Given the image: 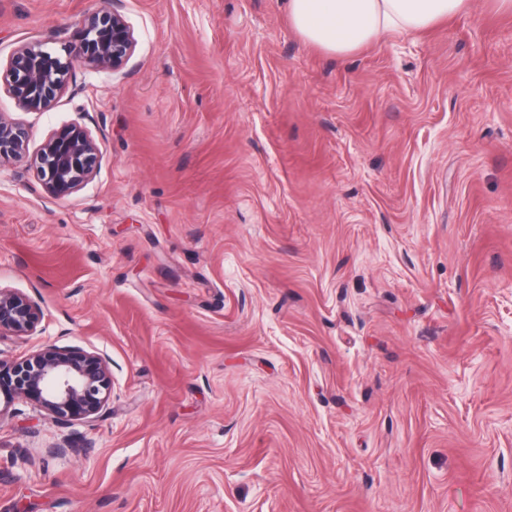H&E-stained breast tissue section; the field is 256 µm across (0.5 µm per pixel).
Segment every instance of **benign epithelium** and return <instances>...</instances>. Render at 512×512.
Listing matches in <instances>:
<instances>
[{
    "mask_svg": "<svg viewBox=\"0 0 512 512\" xmlns=\"http://www.w3.org/2000/svg\"><path fill=\"white\" fill-rule=\"evenodd\" d=\"M134 48V33L125 18L101 10L78 22L75 42L61 54L42 43L17 48L4 68V90L19 108L40 111L64 91L76 66L115 70ZM28 145L26 125L0 114V167L23 160ZM31 164L45 192L63 198L92 177L100 153L91 133L75 125L53 133ZM41 321L40 310L27 297L0 289V337L32 336ZM112 390L108 361L81 348L45 344L21 361L0 358V418L15 402L29 400L61 424L93 419L108 409Z\"/></svg>",
    "mask_w": 512,
    "mask_h": 512,
    "instance_id": "benign-epithelium-1",
    "label": "benign epithelium"
}]
</instances>
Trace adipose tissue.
Listing matches in <instances>:
<instances>
[{
    "label": "adipose tissue",
    "instance_id": "adipose-tissue-1",
    "mask_svg": "<svg viewBox=\"0 0 512 512\" xmlns=\"http://www.w3.org/2000/svg\"><path fill=\"white\" fill-rule=\"evenodd\" d=\"M470 8V0H288V18L309 45L347 56L391 33L424 31Z\"/></svg>",
    "mask_w": 512,
    "mask_h": 512
}]
</instances>
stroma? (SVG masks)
<instances>
[{"instance_id":"1","label":"stroma","mask_w":512,"mask_h":512,"mask_svg":"<svg viewBox=\"0 0 512 512\" xmlns=\"http://www.w3.org/2000/svg\"><path fill=\"white\" fill-rule=\"evenodd\" d=\"M111 9L30 130L101 162L0 168V288L106 357L108 411L0 420V512H512V14L472 0L346 56L284 0H0V60ZM31 164L40 173L45 192L63 198L92 177L99 167L100 153L91 133L75 125L53 133L32 157Z\"/></svg>"}]
</instances>
